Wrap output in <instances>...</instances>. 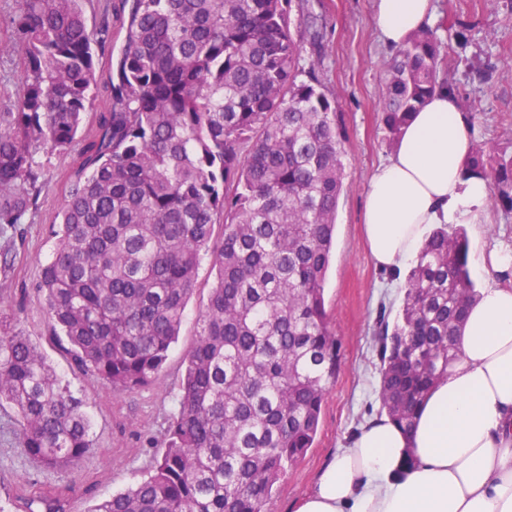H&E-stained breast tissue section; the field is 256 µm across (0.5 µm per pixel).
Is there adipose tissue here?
Masks as SVG:
<instances>
[{
    "label": "adipose tissue",
    "mask_w": 512,
    "mask_h": 512,
    "mask_svg": "<svg viewBox=\"0 0 512 512\" xmlns=\"http://www.w3.org/2000/svg\"><path fill=\"white\" fill-rule=\"evenodd\" d=\"M433 12V0H372L375 32L393 51ZM471 147L455 94L437 92L411 116L365 197L364 236L378 268L406 267L432 225L485 223L487 181L461 177ZM456 344L460 360L414 426L369 421L295 512H512V285L480 291Z\"/></svg>",
    "instance_id": "1"
}]
</instances>
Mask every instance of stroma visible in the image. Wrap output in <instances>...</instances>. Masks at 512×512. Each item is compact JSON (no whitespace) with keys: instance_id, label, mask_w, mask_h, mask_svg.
<instances>
[{"instance_id":"1","label":"stroma","mask_w":512,"mask_h":512,"mask_svg":"<svg viewBox=\"0 0 512 512\" xmlns=\"http://www.w3.org/2000/svg\"><path fill=\"white\" fill-rule=\"evenodd\" d=\"M433 27L454 63L447 79L471 116L473 141L512 151V0H434ZM317 17L325 52L309 41L308 21ZM292 33L302 46L301 64L319 71L337 99L345 129V184L336 213V237L325 282V304L339 343L341 367L331 381L314 443L278 484L272 512H294L331 456L349 445L369 419L380 416V360L372 328L380 313H397L403 277L377 268L365 248L363 201L373 168L393 149L380 120V100L392 51L372 25V0H293ZM82 140L66 153H42L47 184L32 223L13 238H0V315L12 320L50 359L63 383L86 403L95 446L76 471L36 467L15 451L16 414L0 408V506L19 494L69 487L70 512H90L113 492L136 485L158 445L165 419L175 409L183 357L199 331L215 273L202 260L197 290L187 304L177 343L156 383L147 390L118 393L84 375L54 339L38 289L49 259L51 228L68 193L69 175Z\"/></svg>"}]
</instances>
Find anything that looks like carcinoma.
Masks as SVG:
<instances>
[{"label":"carcinoma","mask_w":512,"mask_h":512,"mask_svg":"<svg viewBox=\"0 0 512 512\" xmlns=\"http://www.w3.org/2000/svg\"><path fill=\"white\" fill-rule=\"evenodd\" d=\"M292 0H132L38 288L54 336L83 372L122 392L153 384L177 342L203 257L216 270L186 352L164 451L138 484L89 512H271L277 484L312 447L340 368L324 284L345 188L336 97L300 67ZM23 97L0 112V234L27 223L44 150L65 151L98 101L111 30L84 0H15ZM448 53L412 36L387 66L381 121L398 139L442 90ZM465 178L512 213V153L476 143ZM462 228L433 229L395 321L377 318L381 411L408 429L459 359L478 294ZM36 465L71 471L90 452L83 400L31 338L0 320V407ZM15 512H69L56 489Z\"/></svg>","instance_id":"cac0c4a2"}]
</instances>
